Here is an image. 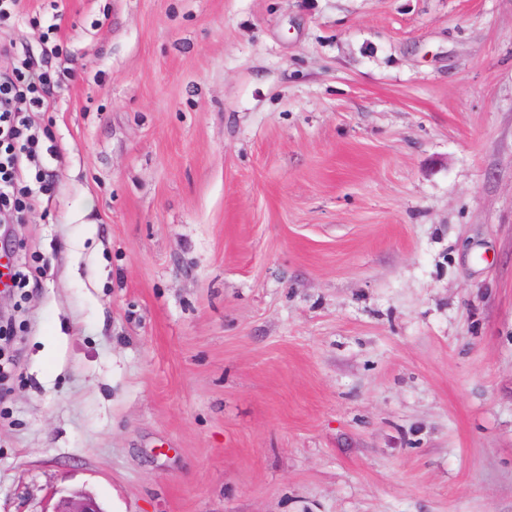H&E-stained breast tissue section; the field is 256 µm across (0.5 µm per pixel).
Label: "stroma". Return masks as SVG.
Masks as SVG:
<instances>
[{"label":"stroma","mask_w":512,"mask_h":512,"mask_svg":"<svg viewBox=\"0 0 512 512\" xmlns=\"http://www.w3.org/2000/svg\"><path fill=\"white\" fill-rule=\"evenodd\" d=\"M55 12L0 512H512V0ZM58 16L59 15H53L51 22L42 31V58H49V56L55 58L58 61L60 71L72 76L75 71L72 67L75 64V59L70 54L63 51V48L57 43L56 39V34L60 29V24L56 23V21L59 20L57 18ZM53 512H103V510L90 495L76 492L61 498Z\"/></svg>","instance_id":"stroma-1"}]
</instances>
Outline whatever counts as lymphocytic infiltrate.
I'll return each instance as SVG.
<instances>
[{"label": "lymphocytic infiltrate", "instance_id": "obj_1", "mask_svg": "<svg viewBox=\"0 0 512 512\" xmlns=\"http://www.w3.org/2000/svg\"><path fill=\"white\" fill-rule=\"evenodd\" d=\"M58 23L42 32V53H21L0 44V221L23 219L45 191L47 160L57 159L55 146L43 143L35 113L48 111L47 93L53 76L41 57L55 58L64 73H72L74 59L58 44Z\"/></svg>", "mask_w": 512, "mask_h": 512}]
</instances>
